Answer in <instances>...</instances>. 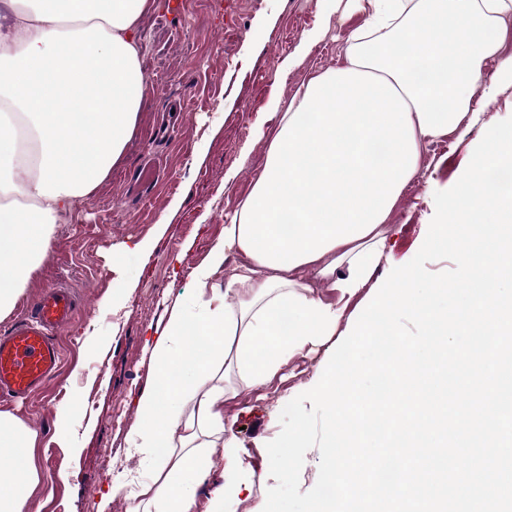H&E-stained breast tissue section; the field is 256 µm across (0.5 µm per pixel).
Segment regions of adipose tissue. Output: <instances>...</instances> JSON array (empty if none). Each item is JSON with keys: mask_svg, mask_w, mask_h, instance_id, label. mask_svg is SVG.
<instances>
[{"mask_svg": "<svg viewBox=\"0 0 512 512\" xmlns=\"http://www.w3.org/2000/svg\"><path fill=\"white\" fill-rule=\"evenodd\" d=\"M154 0H0V317L23 295L55 225L65 223L125 156L150 86L140 17ZM365 24L339 67L272 100V131L252 188L224 238L193 272L150 352L130 454L152 476L129 512H196L197 488L224 452L205 512L246 486L224 400L261 385L305 350L339 335L353 299L386 257L385 225L428 169V147L475 124L477 89L512 79L503 23L512 0H346ZM500 58L486 81L487 60ZM336 292V301L320 289ZM37 433L0 411V512H25L41 478L26 452Z\"/></svg>", "mask_w": 512, "mask_h": 512, "instance_id": "ef3b65f1", "label": "adipose tissue"}]
</instances>
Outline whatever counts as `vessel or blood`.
I'll list each match as a JSON object with an SVG mask.
<instances>
[{"instance_id": "1", "label": "vessel or blood", "mask_w": 512, "mask_h": 512, "mask_svg": "<svg viewBox=\"0 0 512 512\" xmlns=\"http://www.w3.org/2000/svg\"><path fill=\"white\" fill-rule=\"evenodd\" d=\"M76 313L70 289L49 287L40 292L21 318L0 332V398L31 397L59 373L57 334Z\"/></svg>"}]
</instances>
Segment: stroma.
I'll return each mask as SVG.
<instances>
[{
  "instance_id": "1",
  "label": "stroma",
  "mask_w": 512,
  "mask_h": 512,
  "mask_svg": "<svg viewBox=\"0 0 512 512\" xmlns=\"http://www.w3.org/2000/svg\"><path fill=\"white\" fill-rule=\"evenodd\" d=\"M326 0H156L140 21L142 66L151 91L124 163L56 225L0 331L41 290L72 289L73 322L58 335L60 375L26 401L0 402L38 434L31 460L43 481L27 512H127L126 497L149 462L130 456L126 437L139 396L152 383L147 342L165 331L175 304L194 292L192 271L224 237V221L249 193L264 163L256 129L268 122L274 96L290 98L314 72L340 65L361 12L337 13L329 30L297 65V46L320 27ZM483 122L450 135L433 177L414 181L386 226L394 261L420 249L422 225L435 213L434 194L451 188L485 134L484 123L512 116V84L475 92ZM142 241V254L125 244ZM339 337L293 356L269 382L239 386L224 406L237 452L253 474L232 512H257L270 475L267 443L281 431L284 406L320 379ZM121 492H113V485Z\"/></svg>"
}]
</instances>
